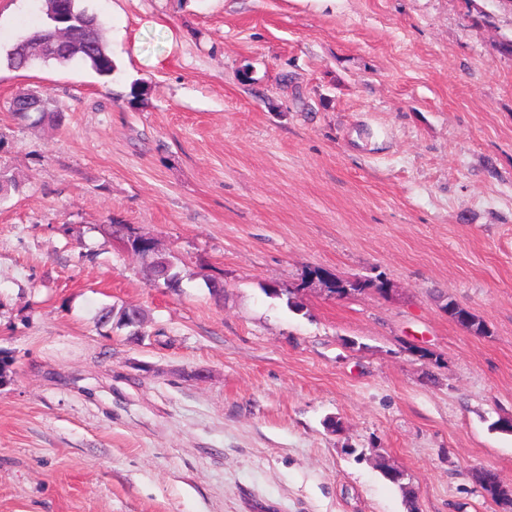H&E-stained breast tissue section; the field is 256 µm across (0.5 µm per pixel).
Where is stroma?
I'll use <instances>...</instances> for the list:
<instances>
[{"label": "stroma", "mask_w": 512, "mask_h": 512, "mask_svg": "<svg viewBox=\"0 0 512 512\" xmlns=\"http://www.w3.org/2000/svg\"><path fill=\"white\" fill-rule=\"evenodd\" d=\"M83 4L107 84L8 68L45 2L0 0V512H501L475 474L512 485V0ZM33 90L63 127L9 112ZM125 306L143 339L98 326Z\"/></svg>", "instance_id": "1"}]
</instances>
